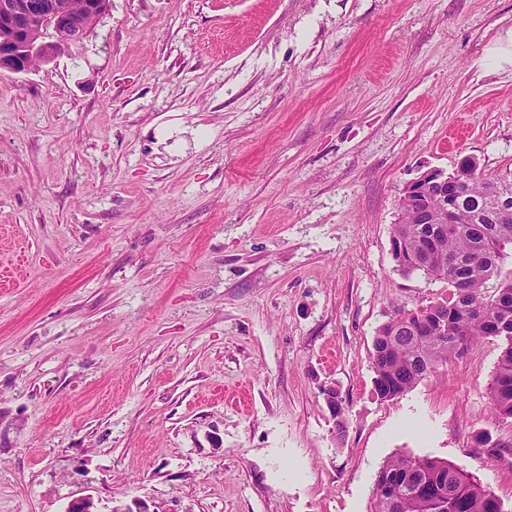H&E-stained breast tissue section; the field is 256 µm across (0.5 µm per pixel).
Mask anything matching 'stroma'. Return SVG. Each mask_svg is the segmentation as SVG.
Segmentation results:
<instances>
[{"instance_id": "obj_1", "label": "stroma", "mask_w": 512, "mask_h": 512, "mask_svg": "<svg viewBox=\"0 0 512 512\" xmlns=\"http://www.w3.org/2000/svg\"><path fill=\"white\" fill-rule=\"evenodd\" d=\"M466 156L512 172V0H112L0 74V512H370L402 453L512 512L499 340L372 393L449 292L394 262L403 189Z\"/></svg>"}]
</instances>
